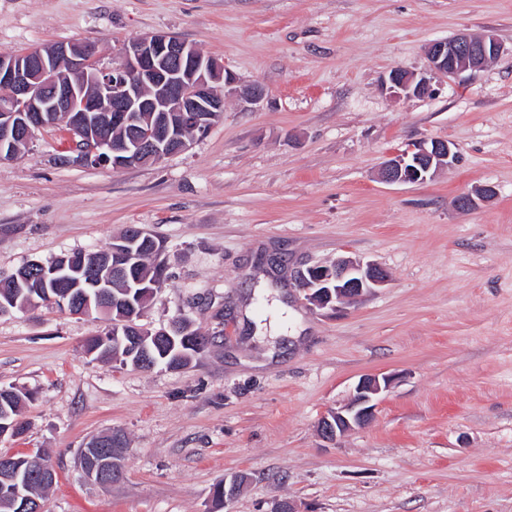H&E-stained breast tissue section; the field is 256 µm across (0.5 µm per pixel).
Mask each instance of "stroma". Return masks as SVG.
Masks as SVG:
<instances>
[{"mask_svg": "<svg viewBox=\"0 0 512 512\" xmlns=\"http://www.w3.org/2000/svg\"><path fill=\"white\" fill-rule=\"evenodd\" d=\"M167 33L223 59L258 105L227 97L191 148L120 170L68 160L61 128L0 161V278L107 246L130 225L164 242L170 279L139 323L189 317L214 344L181 370L118 368L85 343L105 320L49 305L0 316V386L24 432L0 453L48 456L43 512H512V0H0V51L82 42L111 65ZM494 33L486 67L426 73L425 47ZM458 159L418 184L379 180L401 145ZM491 188L462 211L456 199ZM347 255L387 285L341 313L308 304L299 270ZM392 376L372 420L318 423L367 374ZM117 433L122 475L79 452ZM388 80L393 88L401 90L408 95H421L427 89V78L418 76L403 69L390 71Z\"/></svg>", "mask_w": 512, "mask_h": 512, "instance_id": "1", "label": "stroma"}]
</instances>
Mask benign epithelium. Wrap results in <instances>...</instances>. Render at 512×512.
<instances>
[{"label":"benign epithelium","instance_id":"7a95c632","mask_svg":"<svg viewBox=\"0 0 512 512\" xmlns=\"http://www.w3.org/2000/svg\"><path fill=\"white\" fill-rule=\"evenodd\" d=\"M503 45L491 35L459 33L426 47L428 70L457 76L478 71L499 56ZM392 87L421 95L427 78L403 69L390 71ZM245 104L265 96L258 85L238 86L224 62L202 54L193 45L167 33L136 37L126 44L112 66L99 63L81 44L55 43L23 52L0 53V159H14L39 129L66 122L73 161L86 166L123 169L185 152L192 137L179 135L191 125L206 132L224 112V97ZM108 113L110 125H124L131 139L115 140L101 131L93 115ZM457 152L444 140L421 141L391 154L380 169L389 184L422 183L442 165H452ZM50 272L55 284H72L66 266L46 267L33 261L10 278L11 287L28 284L37 270ZM387 282L377 264L339 256L329 265L315 264L299 273L306 300L316 308L341 312L365 293ZM391 378L368 375L359 380L347 405L330 411L319 422L323 438L337 437L365 426L372 418L374 397L389 388Z\"/></svg>","mask_w":512,"mask_h":512}]
</instances>
